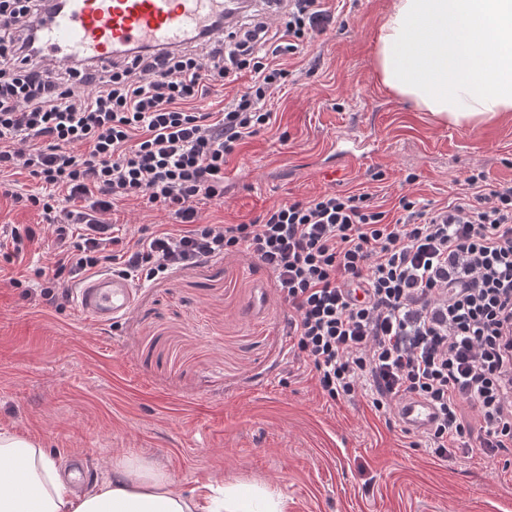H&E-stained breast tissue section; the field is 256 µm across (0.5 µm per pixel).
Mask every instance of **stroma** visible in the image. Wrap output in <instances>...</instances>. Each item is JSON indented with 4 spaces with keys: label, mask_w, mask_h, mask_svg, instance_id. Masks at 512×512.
Wrapping results in <instances>:
<instances>
[{
    "label": "stroma",
    "mask_w": 512,
    "mask_h": 512,
    "mask_svg": "<svg viewBox=\"0 0 512 512\" xmlns=\"http://www.w3.org/2000/svg\"><path fill=\"white\" fill-rule=\"evenodd\" d=\"M324 6L326 32L280 59L276 124L227 158L224 201L201 206L203 222L248 223L324 192L366 193L390 214L404 195L432 208L462 193L476 167L489 183L512 180V112L444 125L380 82L376 39L391 0ZM339 137L368 141L372 161L329 174ZM52 258L45 233L23 262L0 254V431L81 455L86 487L138 460L186 494L263 484L286 512H512V453L454 449L443 461L368 399L324 397L289 350L288 305L257 261L139 281L134 310L97 326L70 296H46L37 270Z\"/></svg>",
    "instance_id": "stroma-1"
}]
</instances>
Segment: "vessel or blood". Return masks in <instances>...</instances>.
Masks as SVG:
<instances>
[{
	"label": "vessel or blood",
	"mask_w": 512,
	"mask_h": 512,
	"mask_svg": "<svg viewBox=\"0 0 512 512\" xmlns=\"http://www.w3.org/2000/svg\"><path fill=\"white\" fill-rule=\"evenodd\" d=\"M34 25L44 59L53 64L103 65L142 51L166 52L206 40L215 30L232 31L242 0H59ZM75 306L89 320L110 324L134 308L129 280L97 274L80 284ZM435 408L406 398L396 408L401 428L423 433L434 424Z\"/></svg>",
	"instance_id": "1"
}]
</instances>
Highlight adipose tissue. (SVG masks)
<instances>
[{
  "label": "adipose tissue",
  "mask_w": 512,
  "mask_h": 512,
  "mask_svg": "<svg viewBox=\"0 0 512 512\" xmlns=\"http://www.w3.org/2000/svg\"><path fill=\"white\" fill-rule=\"evenodd\" d=\"M385 86L438 121L478 126L512 112V0H393L379 28ZM78 492L75 471L34 439L0 432V512H284L264 486L187 496L137 461Z\"/></svg>",
  "instance_id": "1"
}]
</instances>
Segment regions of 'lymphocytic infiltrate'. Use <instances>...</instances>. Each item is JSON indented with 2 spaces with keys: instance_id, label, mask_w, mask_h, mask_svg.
<instances>
[{
  "instance_id": "f902f5d3",
  "label": "lymphocytic infiltrate",
  "mask_w": 512,
  "mask_h": 512,
  "mask_svg": "<svg viewBox=\"0 0 512 512\" xmlns=\"http://www.w3.org/2000/svg\"><path fill=\"white\" fill-rule=\"evenodd\" d=\"M44 0H0V174L24 171L40 192L14 193L42 213L58 245L48 282L102 268L154 280L245 256L271 274L292 310L288 335L330 400L368 398L390 414L406 397L437 410L426 448L512 450V183L431 209L408 196L388 219L367 194L287 202L247 224H204L224 200V162L272 123L269 102L296 53L332 15L323 0H286L282 16L241 24L224 42L138 55L98 71L45 62L28 48ZM252 82L209 111L211 86ZM146 199L175 219L121 250L114 201ZM479 419L471 429L464 407Z\"/></svg>"
}]
</instances>
